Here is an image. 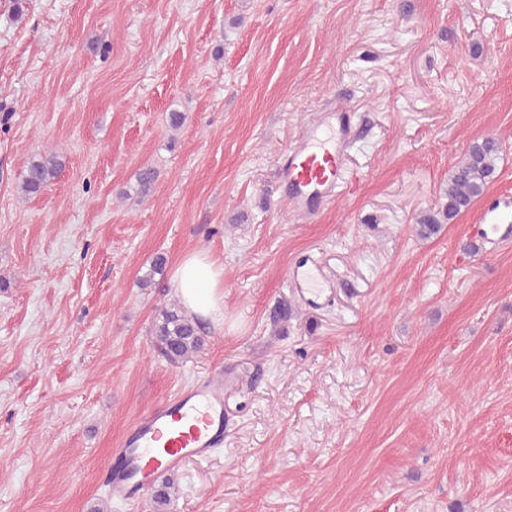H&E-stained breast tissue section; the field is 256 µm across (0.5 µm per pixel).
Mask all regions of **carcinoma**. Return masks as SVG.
<instances>
[{
	"instance_id": "cac0c4a2",
	"label": "carcinoma",
	"mask_w": 512,
	"mask_h": 512,
	"mask_svg": "<svg viewBox=\"0 0 512 512\" xmlns=\"http://www.w3.org/2000/svg\"><path fill=\"white\" fill-rule=\"evenodd\" d=\"M502 147L493 137L475 140L467 157L457 164L448 179L444 192L446 202L442 209L444 219L450 220L467 209L479 197L492 179ZM60 162L53 154L33 158L22 178L21 190L29 196L42 192L59 170ZM154 345L170 363L179 364L197 355L206 343L205 330L198 319L187 313L179 302L165 306L153 328ZM174 483L166 481L157 491L154 512H167Z\"/></svg>"
}]
</instances>
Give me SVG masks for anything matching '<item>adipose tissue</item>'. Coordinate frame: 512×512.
Returning a JSON list of instances; mask_svg holds the SVG:
<instances>
[{"label": "adipose tissue", "instance_id": "adipose-tissue-1", "mask_svg": "<svg viewBox=\"0 0 512 512\" xmlns=\"http://www.w3.org/2000/svg\"><path fill=\"white\" fill-rule=\"evenodd\" d=\"M174 281L184 306L213 321L224 315V266L209 252L188 254L175 268Z\"/></svg>", "mask_w": 512, "mask_h": 512}]
</instances>
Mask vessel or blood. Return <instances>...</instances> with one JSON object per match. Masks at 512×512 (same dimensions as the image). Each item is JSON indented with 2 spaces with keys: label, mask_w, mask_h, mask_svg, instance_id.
<instances>
[{
  "label": "vessel or blood",
  "mask_w": 512,
  "mask_h": 512,
  "mask_svg": "<svg viewBox=\"0 0 512 512\" xmlns=\"http://www.w3.org/2000/svg\"><path fill=\"white\" fill-rule=\"evenodd\" d=\"M352 115L337 107L309 125L281 158V187L295 207L314 214L336 196L342 184V163L351 143ZM492 242L512 238V214L498 213L493 222L475 229ZM295 294L320 307L333 300L334 283L317 265L295 263L289 272ZM224 393L211 382H199L173 400L142 414L120 446L110 451L107 471L114 497H142L152 476L191 457L208 456L224 441Z\"/></svg>",
  "instance_id": "1"
}]
</instances>
